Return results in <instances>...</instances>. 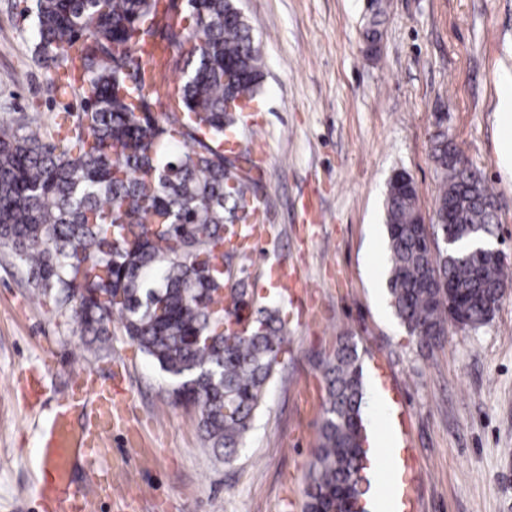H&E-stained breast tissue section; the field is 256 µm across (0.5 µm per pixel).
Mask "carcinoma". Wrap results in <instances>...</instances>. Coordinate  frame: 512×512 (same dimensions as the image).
<instances>
[{
	"label": "carcinoma",
	"instance_id": "carcinoma-1",
	"mask_svg": "<svg viewBox=\"0 0 512 512\" xmlns=\"http://www.w3.org/2000/svg\"><path fill=\"white\" fill-rule=\"evenodd\" d=\"M191 28L159 17L157 0H34L32 57L53 91L75 88L60 71L79 62L81 112L70 130L47 136L21 112L0 121V249L27 272L35 297L68 313L85 344L106 350L112 320L171 380L175 402L199 407V428L228 461L261 407L287 340L278 310L247 315L245 336L224 330L248 289L224 294V241L237 212L251 209L254 180L224 154L236 133L238 101L257 99L263 62L236 0H188ZM376 2L364 36L380 32ZM180 50L148 79L139 47L155 40ZM432 156L443 185L430 224L421 223L412 176L389 180L388 282L397 318L433 343L448 319L492 320L508 268L468 245L493 234L494 196L464 168L462 151L440 131ZM453 284V290L446 285ZM326 398L319 448L308 478L307 512H354L365 477L363 381L357 347L339 341L323 362Z\"/></svg>",
	"mask_w": 512,
	"mask_h": 512
}]
</instances>
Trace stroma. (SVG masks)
<instances>
[{"label":"stroma","instance_id":"stroma-1","mask_svg":"<svg viewBox=\"0 0 512 512\" xmlns=\"http://www.w3.org/2000/svg\"><path fill=\"white\" fill-rule=\"evenodd\" d=\"M31 4L0 0V120L26 112L66 126L79 99L49 91L33 61ZM368 4L238 0L265 63L262 94L237 128L257 166L260 222L225 265L253 306L279 307L288 343L231 462L215 457L198 409L175 403L120 322L110 351L94 353L0 252V512H47L42 438L82 381L120 386L127 419L108 440L121 475L111 492L84 461L72 471L94 512H305L320 363L344 337L361 356L365 393L383 397L364 401L365 429L406 411L398 445L410 468L383 473L388 487L412 478L418 512H512V281L490 322L451 323L437 344L421 343L391 306L384 213L388 181L404 170L431 217L441 185L432 139L445 129L493 193L492 242L512 259V175L495 113L500 76L512 71V0H387L373 58L363 52Z\"/></svg>","mask_w":512,"mask_h":512}]
</instances>
